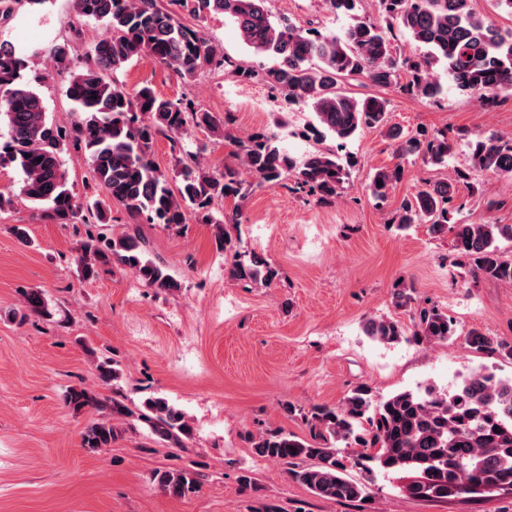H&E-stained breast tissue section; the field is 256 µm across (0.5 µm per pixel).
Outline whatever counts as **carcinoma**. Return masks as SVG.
<instances>
[{"label":"carcinoma","mask_w":512,"mask_h":512,"mask_svg":"<svg viewBox=\"0 0 512 512\" xmlns=\"http://www.w3.org/2000/svg\"><path fill=\"white\" fill-rule=\"evenodd\" d=\"M267 2L72 0L76 17L101 23L107 36L82 54L75 41L80 36L77 31L74 39L51 51L56 73L67 75L66 95L74 104L75 117L68 126L47 119L36 90L46 74L1 41L0 124L7 129V139L0 143V167L20 169V195L33 204L37 217L54 224L78 220L105 224L116 203L148 224L178 227L191 214L197 222L215 226L218 249L232 255L231 277L266 286L276 279L277 270L264 257L244 256L235 249L225 226L238 223V211L216 209L222 200L245 197L248 187L229 170L203 168L196 153L182 145L191 128L228 138L226 125L190 101L158 95L149 84L128 92L115 74L144 57L183 80L220 69L241 83L266 86L290 105L311 108L313 120L302 133L308 140L323 142L330 137L342 146L364 128L386 126L389 136L402 139V155H421L436 165L448 159V133L404 137L399 128L387 126L386 100L356 99L342 92L339 83L364 75L374 84L395 85L434 100L443 88L430 71L442 63L454 85L481 102L489 104L501 93L512 92V32L478 16L471 0H377L378 19L362 17L341 34L276 17ZM180 11L198 18L223 14L235 23L251 53L272 58V64L232 61L201 29L182 23ZM398 31L410 36L416 51L407 54L396 48ZM401 77L406 78L403 84L398 82ZM160 135L180 153L175 188L152 160ZM68 150L89 160L104 199L85 204L67 187L62 154ZM239 158L257 179L256 186L292 176L322 201L336 197L352 166L350 157L332 150H313L297 158L271 129L240 142ZM472 164L512 178V137L477 142ZM402 173L399 165L377 170L369 185L372 197L385 200ZM454 193L455 183L450 180L429 185L401 204L394 223L403 228L428 224L436 235H452L454 251L467 260L472 277L511 284L512 258L499 241H512V224L454 223L449 208ZM77 261L87 275L96 263L112 261L134 270L152 288L167 292L181 288L165 265L146 257L145 242L137 234L91 237ZM25 304L33 314H47L39 290L30 291ZM363 332L381 344L396 343L405 334L399 321L387 318L367 319ZM453 335L452 321L437 307L416 310L414 336L419 340L439 343ZM466 343L476 353L512 359V345L479 330L471 331ZM95 369L105 383L121 377L107 359ZM67 401L75 409L105 410L83 433L88 448L111 446L117 437L113 421L131 417L143 422L157 439L177 447L185 446L192 436L184 414L163 397L145 399L136 412L116 398L106 409L84 390L71 391ZM307 423L308 439L275 429L251 439V448L259 458L287 465L294 480L322 499L364 502L378 473L402 474L401 492L425 501L512 491V380L491 373L473 374L451 392L429 386L387 398L359 385L339 406L312 408ZM348 449L354 465L364 473L360 480L345 474ZM154 481L176 497L196 492L199 484L197 474L187 468L159 470Z\"/></svg>","instance_id":"carcinoma-1"}]
</instances>
